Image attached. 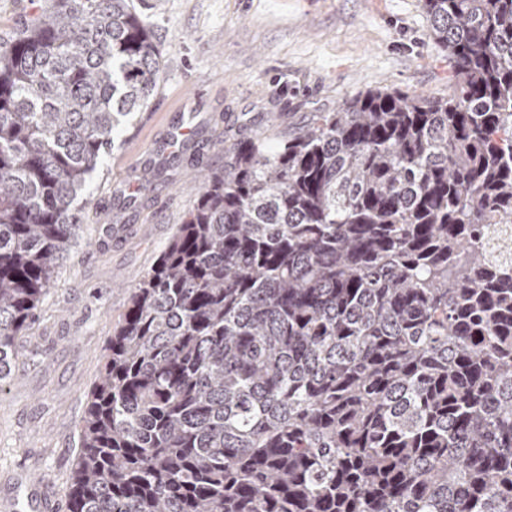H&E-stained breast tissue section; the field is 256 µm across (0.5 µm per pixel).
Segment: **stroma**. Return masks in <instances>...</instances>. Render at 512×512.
Returning a JSON list of instances; mask_svg holds the SVG:
<instances>
[{
    "label": "stroma",
    "instance_id": "35a3bbf8",
    "mask_svg": "<svg viewBox=\"0 0 512 512\" xmlns=\"http://www.w3.org/2000/svg\"><path fill=\"white\" fill-rule=\"evenodd\" d=\"M163 53L158 93L115 141L71 250L0 386V512H67L79 427L113 326L224 148L297 134L372 90L447 95L423 0H135ZM195 113L187 141L169 123ZM153 175L142 184L143 170Z\"/></svg>",
    "mask_w": 512,
    "mask_h": 512
}]
</instances>
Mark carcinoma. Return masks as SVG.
Returning <instances> with one entry per match:
<instances>
[{"instance_id": "1", "label": "carcinoma", "mask_w": 512, "mask_h": 512, "mask_svg": "<svg viewBox=\"0 0 512 512\" xmlns=\"http://www.w3.org/2000/svg\"><path fill=\"white\" fill-rule=\"evenodd\" d=\"M443 97L224 149L130 290L69 512H512V0H424ZM163 57L132 0L0 38V385Z\"/></svg>"}]
</instances>
